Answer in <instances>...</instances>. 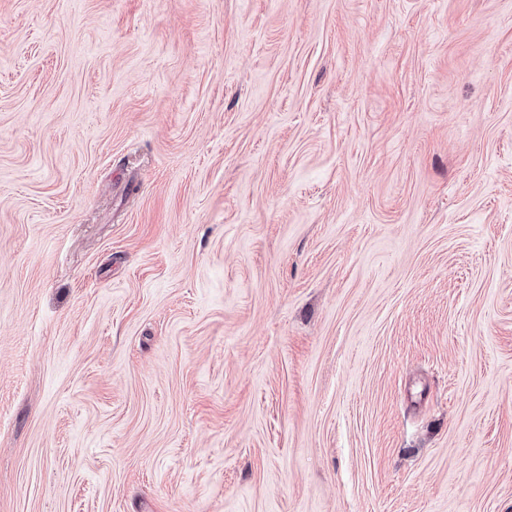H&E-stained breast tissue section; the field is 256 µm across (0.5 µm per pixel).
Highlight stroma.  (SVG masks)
Here are the masks:
<instances>
[{
  "mask_svg": "<svg viewBox=\"0 0 512 512\" xmlns=\"http://www.w3.org/2000/svg\"><path fill=\"white\" fill-rule=\"evenodd\" d=\"M0 512H512V0H0Z\"/></svg>",
  "mask_w": 512,
  "mask_h": 512,
  "instance_id": "35a3bbf8",
  "label": "stroma"
}]
</instances>
